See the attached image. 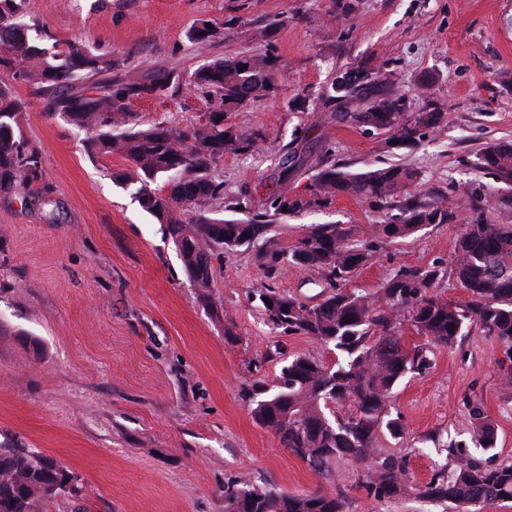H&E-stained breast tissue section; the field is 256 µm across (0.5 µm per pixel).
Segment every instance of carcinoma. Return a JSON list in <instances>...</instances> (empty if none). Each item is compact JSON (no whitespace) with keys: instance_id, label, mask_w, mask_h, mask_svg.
Wrapping results in <instances>:
<instances>
[{"instance_id":"cac0c4a2","label":"carcinoma","mask_w":512,"mask_h":512,"mask_svg":"<svg viewBox=\"0 0 512 512\" xmlns=\"http://www.w3.org/2000/svg\"><path fill=\"white\" fill-rule=\"evenodd\" d=\"M25 0H0V72L33 87L47 114L60 116L90 133L87 149L118 155L126 161L116 173L134 190L141 206L166 228L180 248L183 265L202 292L212 287L207 251L261 241L260 256L272 262L282 256L277 238L269 235L268 212L244 220L224 219L203 208L209 201H224V181L213 174L224 151L244 152L253 140L224 124L253 99L274 89L279 69L273 54H242L206 60L189 77L170 70L153 79L137 75L124 60L61 42L36 20H26ZM36 37H29L30 31ZM214 30L201 25L189 40L204 50ZM51 40V48L42 40ZM246 70L239 71V68ZM186 83L212 96L210 118L181 128L155 125L142 128L129 112L135 99L164 98L173 87ZM27 103L12 86L0 81V199L9 200L18 186L41 179L39 151L29 146L21 131ZM315 109L331 110L343 120L385 135V145L420 139L426 130L446 125V113L432 102L405 117L404 96L381 89L373 73L354 68L331 78L317 98ZM480 167L499 182L512 184V143L488 145ZM416 170L399 164L352 172L331 162L313 174L309 193L290 194L283 187L269 203L273 214L297 213L338 195L383 202L404 195L398 222L372 224L374 238L405 239L429 224L452 219L448 207L408 192L418 180ZM468 212L467 232L449 263L466 293L462 303L436 293L438 270L411 267L387 279L377 295L336 288L317 305L269 290L260 294L269 321L290 335L308 336L333 347L340 358L327 366L304 356L281 369L277 391L256 387L261 398L252 414L279 437L282 445L320 473L336 459L367 464L362 487L377 501L405 494L444 501L453 509L493 507L512 501V463L484 467L466 456V448L496 445L494 426L478 403L469 405V442L448 439L444 451L453 473L438 472L428 483L414 482L406 460L377 451L380 432L402 438L404 428L392 416V401L399 381L429 366L427 350L455 345L467 323H478L485 335L503 348L511 364L502 366L504 384L512 385V224H501L479 199L463 203ZM369 245L351 238L336 224L312 227L288 253L300 269L317 272L330 282L347 280L372 261ZM407 321L426 346L406 348L398 329ZM354 407L341 414L338 407ZM46 457L30 448H0V512H15V502L26 495L29 512L50 499L45 486L68 475L61 464L43 465ZM224 512H347L341 492L289 494L250 486H224Z\"/></svg>"}]
</instances>
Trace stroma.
I'll return each mask as SVG.
<instances>
[{
	"mask_svg": "<svg viewBox=\"0 0 512 512\" xmlns=\"http://www.w3.org/2000/svg\"><path fill=\"white\" fill-rule=\"evenodd\" d=\"M25 11L60 42L126 59L146 77L191 73L205 56L277 55L274 91L226 119L261 148L219 159L225 194L246 197L259 213L280 183L304 192L326 161L353 172L382 161L414 168L418 193L443 198L454 219L376 241L373 260L343 286L373 294L401 267L430 266L444 272L439 294L464 299L446 270L464 231L463 195L488 194L494 183L478 166L482 149L512 141V0H26ZM204 21L216 34L202 54L187 35ZM260 28L267 39L255 37ZM358 65L382 80L397 75L392 90L405 95L408 112L428 98L442 104L444 129L384 151L381 136L312 111L332 73ZM14 90L28 103L22 130L40 153L42 178L0 200V444L55 458L84 493L59 494L40 512H224V486L234 481L339 491L348 512H444L443 503L409 495L370 498L350 460L315 473L255 421L257 383L276 385L296 356L328 366L337 359L310 337L273 329L261 312L269 288L319 303L320 275L284 260L266 264L258 245H244L213 257V287L202 296L165 225L115 179L124 160L87 153L84 131L48 116L28 84ZM208 107L204 92L184 85L130 110L142 127H181ZM400 212L396 199L339 196L276 217L271 233L285 251L315 224L363 240L369 225ZM428 358L396 390L392 413L404 434L381 435L382 453L405 455L414 480L428 482L445 463L439 445L452 434L467 439L468 405L477 402L496 446L472 457L511 463L512 387L501 380V345L470 324L453 348Z\"/></svg>",
	"mask_w": 512,
	"mask_h": 512,
	"instance_id": "obj_1",
	"label": "stroma"
}]
</instances>
